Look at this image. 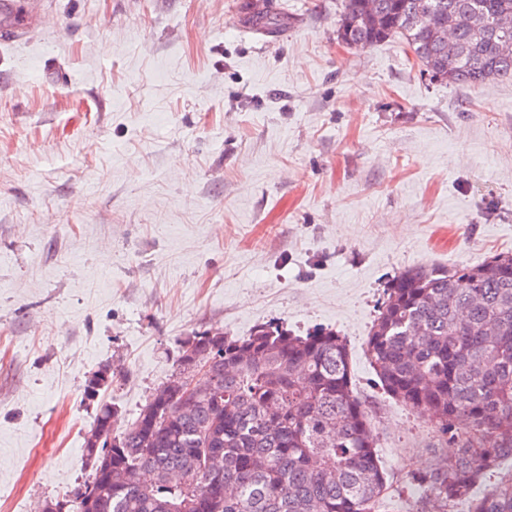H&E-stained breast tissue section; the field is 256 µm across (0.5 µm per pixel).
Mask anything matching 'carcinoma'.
Listing matches in <instances>:
<instances>
[{
    "mask_svg": "<svg viewBox=\"0 0 512 512\" xmlns=\"http://www.w3.org/2000/svg\"><path fill=\"white\" fill-rule=\"evenodd\" d=\"M249 23L276 30L249 4ZM512 0H345L336 23L346 45L397 37L415 63L450 86L512 80ZM24 8L0 17L14 30ZM454 44L448 53V44ZM213 361L197 397L181 404L176 376L116 433L104 399L89 435L112 436L91 453L92 480L56 512H389L386 472L371 411L354 395L349 353L335 331L296 335L276 323L245 337H189ZM367 355L381 388L432 416L457 452L410 482L450 512H512V475L471 496L487 471L512 460V254L475 266L411 267L386 288Z\"/></svg>",
    "mask_w": 512,
    "mask_h": 512,
    "instance_id": "1",
    "label": "carcinoma"
}]
</instances>
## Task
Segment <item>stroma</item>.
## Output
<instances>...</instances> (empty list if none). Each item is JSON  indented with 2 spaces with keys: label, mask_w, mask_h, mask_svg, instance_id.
Here are the masks:
<instances>
[{
  "label": "stroma",
  "mask_w": 512,
  "mask_h": 512,
  "mask_svg": "<svg viewBox=\"0 0 512 512\" xmlns=\"http://www.w3.org/2000/svg\"><path fill=\"white\" fill-rule=\"evenodd\" d=\"M0 39V512L90 480L103 395L122 430L184 340L282 324L344 336L399 486L451 454L384 393L366 340L390 279L512 252V81L424 79L398 38L339 42L342 0H24Z\"/></svg>",
  "instance_id": "obj_1"
}]
</instances>
